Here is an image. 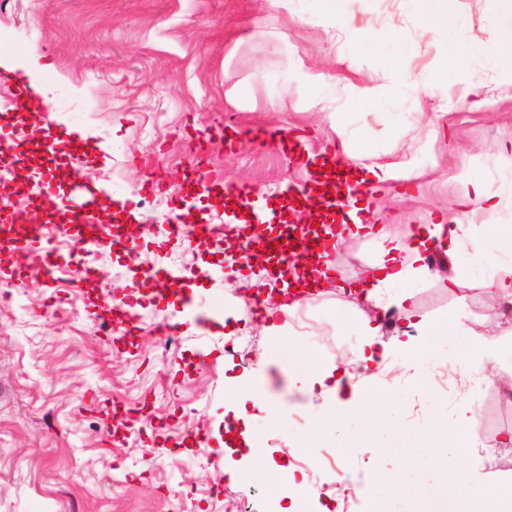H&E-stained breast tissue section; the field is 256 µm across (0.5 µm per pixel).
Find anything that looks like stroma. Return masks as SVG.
Segmentation results:
<instances>
[{"instance_id": "1", "label": "stroma", "mask_w": 512, "mask_h": 512, "mask_svg": "<svg viewBox=\"0 0 512 512\" xmlns=\"http://www.w3.org/2000/svg\"><path fill=\"white\" fill-rule=\"evenodd\" d=\"M504 9V0H448L460 31L423 39L410 0H344L351 27L366 35L353 42L319 0H28L19 25L13 0H0V54L44 55L51 68L38 80L64 125L81 128L89 155L78 173L43 159L34 145L41 116H22L13 80L0 76V127L23 125L25 139L0 157V209L29 205L31 188L50 183L35 215L49 229L75 183L109 181L119 201L153 182L160 202L113 209L116 223L163 225L174 216L183 226L175 239L163 229L137 238L132 253L103 244L86 255L79 236L56 238L61 254L91 267L85 280L60 273L46 284L27 274L33 252L0 254V287L10 296L0 309V512H225L244 496L252 512H265L269 501L287 506L296 482L316 492L308 512H371L377 492L367 477L382 465L425 499L442 493L436 469L485 478L481 449L512 444V398L500 383L512 376V352L498 347L505 325L487 303L480 256H462L468 276L457 291L434 278L410 284L418 314L466 331L437 339L409 376L394 373L362 448L344 459V427L313 434L322 409L289 379L288 359L340 355L363 373L355 299L326 285L296 317L280 318L271 339L264 326L277 299L255 303L256 287L232 275L222 231L248 213L277 227L291 220V189L311 183V163L332 154L342 134L379 162L422 172L357 199L358 218L389 233L453 219L465 181L497 188L512 131V85L493 64ZM455 55L465 66L452 87L419 100L404 85V75L434 74ZM349 84L375 93L349 98ZM468 87L487 107L459 103ZM435 112L436 130L427 121ZM249 129L263 138L238 139ZM196 177L249 187L248 212L224 192L190 194ZM199 224L221 231L202 237ZM172 270L182 275L175 286ZM129 285L139 298L131 324L103 312ZM165 334L176 338L171 347L160 343ZM478 340L496 355L473 375L469 398H449L436 371L459 373L460 355ZM263 357L270 364L262 368ZM237 385L271 389L270 407L228 406ZM466 409L483 420L473 446L426 466L437 419ZM397 420L406 429L394 428ZM292 434L312 435L310 447H289ZM231 467L244 483L228 479Z\"/></svg>"}]
</instances>
